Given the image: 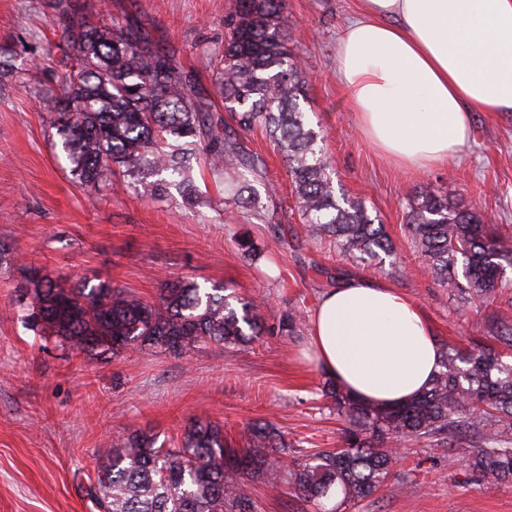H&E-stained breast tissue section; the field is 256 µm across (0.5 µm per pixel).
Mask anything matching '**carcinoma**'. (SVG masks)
Wrapping results in <instances>:
<instances>
[{"mask_svg":"<svg viewBox=\"0 0 512 512\" xmlns=\"http://www.w3.org/2000/svg\"><path fill=\"white\" fill-rule=\"evenodd\" d=\"M57 8L64 72L43 104L79 184L109 185L118 173L122 185L142 196L174 189L193 210L202 204L192 175L201 163L227 184L233 210L226 219L239 208L260 217L264 202L250 179L264 174V163L243 134L261 127L283 158L312 234L336 239L344 255L359 260L394 251L364 202L336 194L331 160L301 108L305 78L288 47L286 0H239L212 93L138 18L93 26L68 0H58ZM216 98L234 124L215 118ZM407 230L427 270L461 298L483 302L512 285V232L449 193L427 188L413 196ZM21 269L24 322L73 354L110 358L139 346L184 356L212 343L243 346L263 333L254 307L224 287L171 280L150 302L106 281ZM486 323L498 347L441 344L429 388L401 405H365L326 380V395L347 423L339 448H291L268 422L251 426L242 451L209 420L191 421L171 448L150 430L129 428L116 446L100 451L92 495L101 512H257L247 482L278 489L271 464L277 455L289 459L285 473L297 498L317 512H341L387 483L396 463L389 444L425 438L453 448L462 436L472 441L463 459L475 478L512 483V317L494 312Z\"/></svg>","mask_w":512,"mask_h":512,"instance_id":"cac0c4a2","label":"carcinoma"}]
</instances>
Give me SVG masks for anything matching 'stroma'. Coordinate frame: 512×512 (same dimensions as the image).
<instances>
[{
  "label": "stroma",
  "mask_w": 512,
  "mask_h": 512,
  "mask_svg": "<svg viewBox=\"0 0 512 512\" xmlns=\"http://www.w3.org/2000/svg\"><path fill=\"white\" fill-rule=\"evenodd\" d=\"M53 2L0 0V50L17 65L0 93V244L50 277L106 281L148 301L168 279L221 285L256 308L265 330L243 347L212 345L180 357L137 347L106 359L74 356L26 329L16 301L20 270L0 267V512H98L90 495L98 450L131 426L168 441L203 417L240 448L252 424L270 422L294 447H339L346 423L303 352L308 319L343 278L388 282L420 307L441 343L485 338L491 313H512V288L482 303L457 299L425 269L405 228L408 200L426 186L512 225V112L473 113L472 137L448 165L408 171L384 158L358 131L336 77V41L359 0H287L284 16L307 81L303 108L333 161V182L364 201L394 243L382 263L345 257L334 239L310 234L282 157L260 128L244 139L277 188L261 219L244 211L223 223L224 185L202 165L195 178L208 202L193 211L174 191L153 199L75 182L42 107L60 77L50 66L60 54ZM84 2L97 20L141 15L207 86L238 0ZM278 225L285 234L275 233ZM243 236L257 247L256 259L241 254ZM294 311L304 319L299 331L279 332ZM470 444H400L384 487L346 512H512V485L477 481L465 469Z\"/></svg>",
  "instance_id": "stroma-1"
}]
</instances>
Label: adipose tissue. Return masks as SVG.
<instances>
[{
  "mask_svg": "<svg viewBox=\"0 0 512 512\" xmlns=\"http://www.w3.org/2000/svg\"><path fill=\"white\" fill-rule=\"evenodd\" d=\"M336 72L369 142L423 170L453 160L473 112H512V0H360ZM309 354L379 407L426 389L441 352L418 306L383 281L344 280L310 321Z\"/></svg>",
  "mask_w": 512,
  "mask_h": 512,
  "instance_id": "adipose-tissue-1",
  "label": "adipose tissue"
}]
</instances>
